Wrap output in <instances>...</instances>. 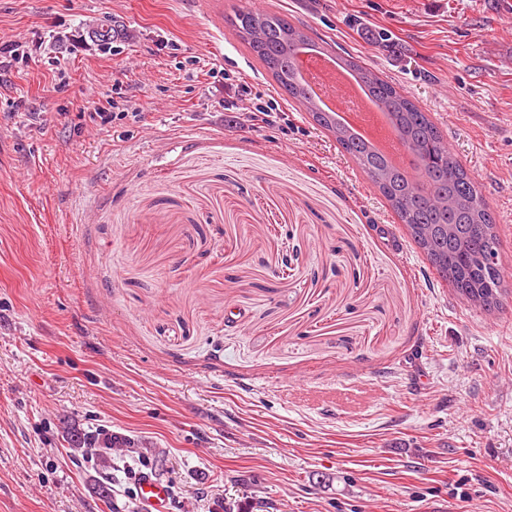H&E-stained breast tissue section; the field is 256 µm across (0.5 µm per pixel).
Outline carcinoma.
Instances as JSON below:
<instances>
[{
  "label": "carcinoma",
  "mask_w": 512,
  "mask_h": 512,
  "mask_svg": "<svg viewBox=\"0 0 512 512\" xmlns=\"http://www.w3.org/2000/svg\"><path fill=\"white\" fill-rule=\"evenodd\" d=\"M224 24L272 77L282 94L295 100L317 126L334 137L342 152L406 226L438 278L461 296L479 292L491 299L488 307L496 306L504 287L496 218L429 113L353 58H337L395 121L404 145L413 155L412 170L399 171L306 96L297 80L295 54L299 47L315 46L317 42L305 28L278 12L244 4L233 6L224 15ZM66 437L73 454L95 460L102 470L93 493L101 499L111 498L108 471L112 467V450L127 442L108 433L93 434L76 427L67 428Z\"/></svg>",
  "instance_id": "obj_1"
}]
</instances>
